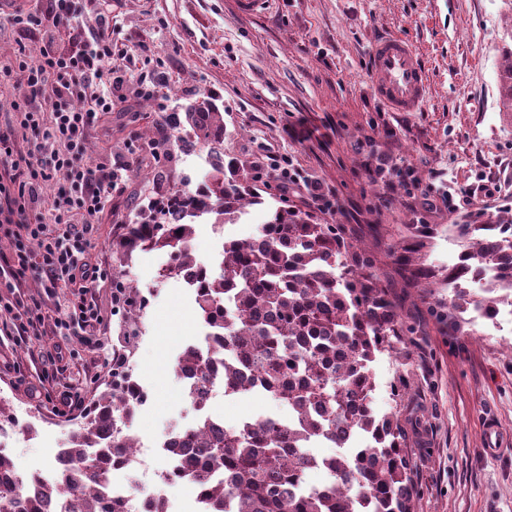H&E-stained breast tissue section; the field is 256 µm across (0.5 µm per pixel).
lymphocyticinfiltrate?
<instances>
[{"instance_id": "lymphocytic-infiltrate-1", "label": "lymphocytic infiltrate", "mask_w": 512, "mask_h": 512, "mask_svg": "<svg viewBox=\"0 0 512 512\" xmlns=\"http://www.w3.org/2000/svg\"><path fill=\"white\" fill-rule=\"evenodd\" d=\"M96 0H47L44 10H23L8 17L18 31L38 27L52 34L73 31L82 16L94 12ZM125 53L112 47V29L99 23L84 48L68 54L43 51L38 65H29L25 56L0 66V80L26 84L31 95L50 93V121L28 103H14L21 112L18 126L0 127V226L12 241L8 254L0 255V288L11 299L0 304L8 321L0 323V338L40 337L46 326L63 336H82L100 319L96 306L86 298L90 288L104 279L100 268L85 261L91 245L92 223L103 213L117 186L118 171L106 164L84 161L83 137L99 115L111 112L116 99L126 90L140 97L158 93L157 81L127 72ZM34 136L37 161L23 157L16 148L19 132ZM257 172L273 170L281 193L303 190L319 210L332 208L336 192L318 180L298 178L279 160L258 158ZM57 187L55 210L80 215L81 223L69 225L61 234H52L33 209L43 185ZM39 281L45 295L70 286L74 300L57 309L53 321H45L39 306L29 304L20 294L29 279Z\"/></svg>"}]
</instances>
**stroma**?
<instances>
[{
  "mask_svg": "<svg viewBox=\"0 0 512 512\" xmlns=\"http://www.w3.org/2000/svg\"><path fill=\"white\" fill-rule=\"evenodd\" d=\"M97 10L112 25L113 45L162 87L153 99L128 96L86 131L89 163L123 171L90 233L86 259L108 276L94 290L103 319L91 329L93 343L50 334L40 344L0 346V400L17 422L19 471L49 466L54 448L78 429L66 394L91 401L112 382L105 348L128 331L125 309L112 303L115 274L146 303L132 358L149 395L134 419L137 432L159 437L190 419L174 359L203 338L193 295L176 280H159L160 252L135 253L119 266L113 245L125 225L148 213L153 197L197 189L208 154L183 151L166 117L179 111L185 94L208 93L224 109V152L246 173H253L256 157L285 156L301 178L336 190L335 209L319 212L305 192L282 195L275 175L263 177L253 184L263 204L225 225V239L251 237L268 207L287 204L317 213L322 223L347 225L376 259L402 317L409 364L397 401L390 389L395 364L378 358L374 407L401 409L418 486L414 512H512V451L485 453L483 430L493 418L512 437V321L442 330L420 290L405 286L369 231L381 225L394 243L404 225L415 223L411 186L437 204L452 195L458 217L475 213L480 223H498V206L475 211L461 198L484 188L512 197V124L500 114L512 0H270L252 15L239 14L234 0H97ZM382 31L408 37L429 71L430 95L420 111L378 109L368 53ZM89 37L84 28L51 42L0 17V64L21 53L34 64L44 47L67 53ZM380 159L395 168L398 182L394 200L383 205L370 178ZM60 349L65 358L57 357ZM215 408L228 427L289 412L257 393L224 398Z\"/></svg>",
  "mask_w": 512,
  "mask_h": 512,
  "instance_id": "stroma-1",
  "label": "stroma"
}]
</instances>
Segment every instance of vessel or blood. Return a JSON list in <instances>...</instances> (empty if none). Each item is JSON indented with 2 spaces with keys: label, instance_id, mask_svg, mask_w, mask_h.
<instances>
[{
  "label": "vessel or blood",
  "instance_id": "vessel-or-blood-1",
  "mask_svg": "<svg viewBox=\"0 0 512 512\" xmlns=\"http://www.w3.org/2000/svg\"><path fill=\"white\" fill-rule=\"evenodd\" d=\"M369 81L374 96L393 112L419 111L429 96L427 68L413 43L401 35L382 33L374 38Z\"/></svg>",
  "mask_w": 512,
  "mask_h": 512
}]
</instances>
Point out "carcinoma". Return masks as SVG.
Segmentation results:
<instances>
[{
	"instance_id": "1",
	"label": "carcinoma",
	"mask_w": 512,
	"mask_h": 512,
	"mask_svg": "<svg viewBox=\"0 0 512 512\" xmlns=\"http://www.w3.org/2000/svg\"><path fill=\"white\" fill-rule=\"evenodd\" d=\"M502 106L512 111V62L503 74ZM184 131L187 147L208 149L210 170L195 192L175 191L162 220L130 224L116 251H161L168 262L164 280L197 266L190 242L194 221L233 224L246 206L261 203L247 176L224 154V112L206 96L170 118ZM398 242L387 245L405 284L432 296L448 288L449 302L436 300L432 313L446 327L472 323L465 317L479 306L494 321L512 307V221L504 224H408ZM449 231L461 251L457 261L428 263L433 238ZM491 268L493 287L482 292L469 282ZM193 293L196 317L213 346L188 344L175 373H192L188 396L201 401L208 384L224 382V395L259 391L289 407L290 415L259 417L235 428L205 420L183 436V452L166 464L183 474L204 496L212 512H414L417 496L408 437L397 408L380 414L374 407L373 365L386 355L397 365L391 384L398 399L405 389L408 354L402 319L377 273L345 224H323L294 207L272 211L258 233L224 242L219 271L199 270ZM133 321L142 312L136 289L124 287ZM85 413L79 429L63 443L69 468L53 484L31 485L13 456L0 453V471L15 472L0 483V512H52L63 500L69 512H131L113 500V465L124 462L133 439L128 421L146 403L135 377L121 370ZM316 440L338 452L317 456ZM323 471L329 484L312 486L307 476Z\"/></svg>"
}]
</instances>
